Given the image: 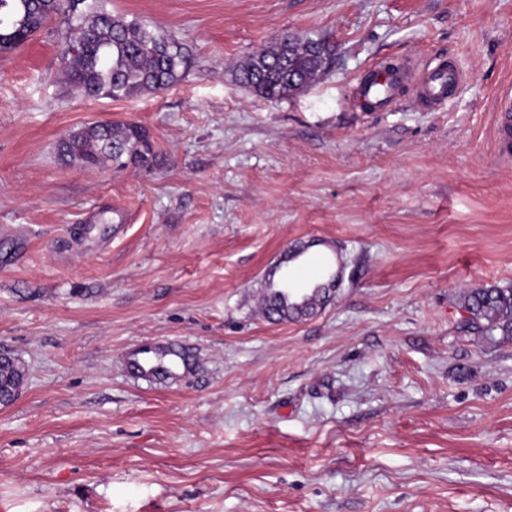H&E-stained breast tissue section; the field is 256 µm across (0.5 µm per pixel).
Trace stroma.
Returning a JSON list of instances; mask_svg holds the SVG:
<instances>
[{"label": "stroma", "mask_w": 512, "mask_h": 512, "mask_svg": "<svg viewBox=\"0 0 512 512\" xmlns=\"http://www.w3.org/2000/svg\"><path fill=\"white\" fill-rule=\"evenodd\" d=\"M189 54L162 94L87 99L55 20L0 57V512H512V342L464 326L462 290L512 286V0H105ZM332 46L270 101L240 63L283 32ZM444 56L468 79L436 111L348 103L374 64ZM135 122L158 152L118 170L61 138ZM342 249L334 299L257 307L284 251ZM180 344L176 383L128 369ZM494 137L498 157L504 161L512 158V89L497 94L494 102ZM173 343H147L138 346L127 356V365L138 374L153 372L156 378L176 377L191 369L183 355L175 368H170V359L175 353Z\"/></svg>", "instance_id": "1"}]
</instances>
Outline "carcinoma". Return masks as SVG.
Listing matches in <instances>:
<instances>
[{
  "mask_svg": "<svg viewBox=\"0 0 512 512\" xmlns=\"http://www.w3.org/2000/svg\"><path fill=\"white\" fill-rule=\"evenodd\" d=\"M59 18L70 23L67 71L85 98L155 94L183 78L187 57L174 36L112 14L104 0H0V54L15 50ZM331 59L332 49L323 38L286 32L248 56L240 76L260 97L283 99L307 89ZM58 154L65 163L97 167L110 161L120 169L150 166L157 158L146 127L115 122L92 123L70 133L60 141ZM274 277L269 274L262 285V307L279 313L282 321L313 313L332 294L318 281L300 292L278 285ZM460 299L470 330L489 340L512 341V287L471 288Z\"/></svg>",
  "mask_w": 512,
  "mask_h": 512,
  "instance_id": "carcinoma-1",
  "label": "carcinoma"
}]
</instances>
